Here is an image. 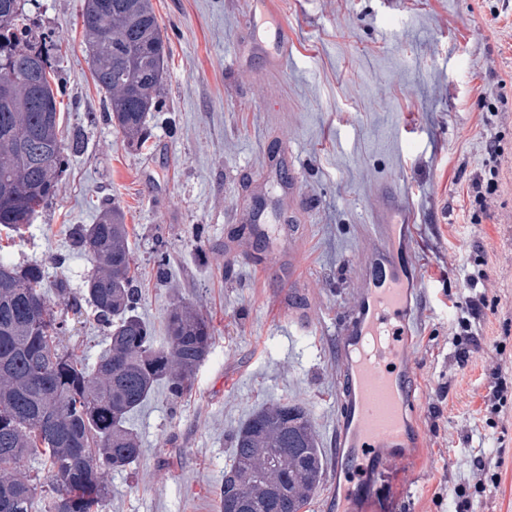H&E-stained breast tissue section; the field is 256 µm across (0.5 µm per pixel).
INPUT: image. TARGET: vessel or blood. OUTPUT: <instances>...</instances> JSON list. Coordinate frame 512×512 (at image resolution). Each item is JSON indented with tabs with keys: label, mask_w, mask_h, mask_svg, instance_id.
<instances>
[{
	"label": "vessel or blood",
	"mask_w": 512,
	"mask_h": 512,
	"mask_svg": "<svg viewBox=\"0 0 512 512\" xmlns=\"http://www.w3.org/2000/svg\"><path fill=\"white\" fill-rule=\"evenodd\" d=\"M408 212L407 198L384 186L357 299L336 332L343 365L334 458L337 468L349 472L366 470L375 448L398 458L415 438L407 418L414 398L407 360L413 275L398 227L389 220Z\"/></svg>",
	"instance_id": "obj_1"
}]
</instances>
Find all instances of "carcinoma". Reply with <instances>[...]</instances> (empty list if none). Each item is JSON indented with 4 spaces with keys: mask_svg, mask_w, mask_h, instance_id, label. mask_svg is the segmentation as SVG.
<instances>
[{
    "mask_svg": "<svg viewBox=\"0 0 512 512\" xmlns=\"http://www.w3.org/2000/svg\"><path fill=\"white\" fill-rule=\"evenodd\" d=\"M21 0H0V232L11 237L55 195L66 152L81 148V134L49 124L58 111L50 62L56 44L20 26ZM86 56L105 94L106 119L129 144L142 140L168 71V53L152 0H84ZM120 208L109 206L95 224L71 227L73 249L95 270L87 302L109 336L94 366L65 344L67 321L46 291L38 263L0 261V512H103L106 476L141 455L128 416L155 386L181 398L212 346L209 321L187 303L167 317V344L157 345L140 317L136 264ZM55 293L72 300L66 280ZM233 460L224 470L222 512H303L325 472L324 451L307 408L278 403L254 412L235 433ZM41 458L46 479L25 469Z\"/></svg>",
    "mask_w": 512,
    "mask_h": 512,
    "instance_id": "1",
    "label": "carcinoma"
}]
</instances>
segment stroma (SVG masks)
<instances>
[{"label": "stroma", "instance_id": "1", "mask_svg": "<svg viewBox=\"0 0 512 512\" xmlns=\"http://www.w3.org/2000/svg\"><path fill=\"white\" fill-rule=\"evenodd\" d=\"M170 56L145 146L124 142L104 114L83 43V0H28L36 31L54 35L69 154L52 201L0 256L40 263L82 293L90 259L68 228L118 203L138 260L140 313L166 343L178 302L211 323L214 343L191 392L157 387L128 418L141 458L109 478L104 512H220L233 435L263 405L309 410L333 455L342 360L336 328L355 298L367 226L383 184L411 203L410 259L419 289L408 361L419 439L394 463L347 479L326 463L307 512H512V0H278L287 65L239 60L251 0H152ZM496 142L497 152L487 149ZM291 157L301 193L284 191ZM481 177L479 206L467 194ZM268 237H252L255 199ZM296 246L278 233L284 212ZM164 242L170 262L152 261ZM295 250L296 282L259 268L264 250ZM65 255L64 266L54 263ZM483 272L477 346L462 336L464 272ZM469 347L467 367L457 352ZM504 379L499 407L487 398ZM482 453L483 471L472 459ZM501 483L485 495L492 475ZM359 486L342 500L339 486Z\"/></svg>", "mask_w": 512, "mask_h": 512}]
</instances>
